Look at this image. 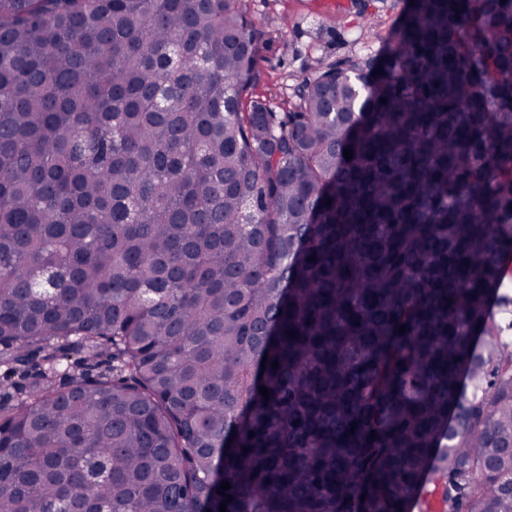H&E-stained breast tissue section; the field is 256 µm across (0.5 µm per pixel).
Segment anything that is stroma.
<instances>
[{
	"label": "stroma",
	"mask_w": 512,
	"mask_h": 512,
	"mask_svg": "<svg viewBox=\"0 0 512 512\" xmlns=\"http://www.w3.org/2000/svg\"><path fill=\"white\" fill-rule=\"evenodd\" d=\"M248 13L264 21L257 54L254 95L274 111H288L295 84L322 62L350 54L375 58L406 0H368L372 29L341 10L340 0H244Z\"/></svg>",
	"instance_id": "obj_1"
}]
</instances>
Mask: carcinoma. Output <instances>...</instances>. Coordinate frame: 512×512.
I'll return each instance as SVG.
<instances>
[{
  "label": "carcinoma",
  "mask_w": 512,
  "mask_h": 512,
  "mask_svg": "<svg viewBox=\"0 0 512 512\" xmlns=\"http://www.w3.org/2000/svg\"><path fill=\"white\" fill-rule=\"evenodd\" d=\"M263 32L0 0V512H512V0L289 112Z\"/></svg>",
  "instance_id": "1"
}]
</instances>
